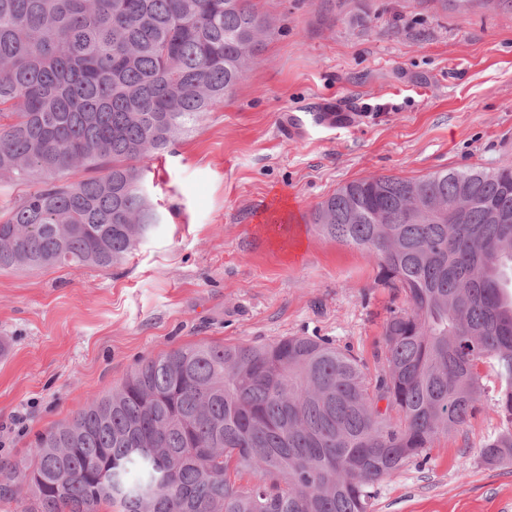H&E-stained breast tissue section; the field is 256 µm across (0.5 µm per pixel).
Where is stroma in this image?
Listing matches in <instances>:
<instances>
[{
  "label": "stroma",
  "mask_w": 512,
  "mask_h": 512,
  "mask_svg": "<svg viewBox=\"0 0 512 512\" xmlns=\"http://www.w3.org/2000/svg\"><path fill=\"white\" fill-rule=\"evenodd\" d=\"M273 33L233 92L145 173L162 215L119 266L0 271V466L111 394L145 358L201 342L318 337L381 365L404 296L311 210L373 175L512 163V13L455 0H255ZM337 128H291L292 113ZM489 403L375 488L373 512H512Z\"/></svg>",
  "instance_id": "stroma-1"
}]
</instances>
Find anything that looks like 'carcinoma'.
Wrapping results in <instances>:
<instances>
[{
  "mask_svg": "<svg viewBox=\"0 0 512 512\" xmlns=\"http://www.w3.org/2000/svg\"><path fill=\"white\" fill-rule=\"evenodd\" d=\"M270 32L252 0H0V184L44 177L0 210V270L123 261L161 221L148 162ZM89 167L105 174L64 178ZM310 220L404 295L376 373L309 336L172 349L0 467V497L20 482L25 512H372L375 486L491 392L503 428L482 458L511 463L512 164L370 176Z\"/></svg>",
  "mask_w": 512,
  "mask_h": 512,
  "instance_id": "1",
  "label": "carcinoma"
}]
</instances>
